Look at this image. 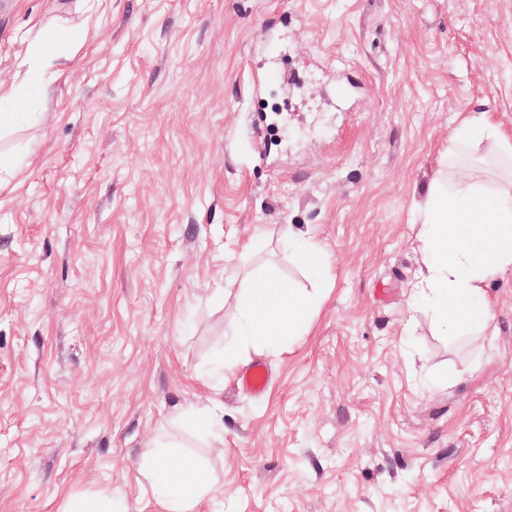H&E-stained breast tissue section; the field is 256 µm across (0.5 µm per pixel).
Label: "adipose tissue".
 <instances>
[{"instance_id": "1", "label": "adipose tissue", "mask_w": 512, "mask_h": 512, "mask_svg": "<svg viewBox=\"0 0 512 512\" xmlns=\"http://www.w3.org/2000/svg\"><path fill=\"white\" fill-rule=\"evenodd\" d=\"M460 168L466 176L453 177ZM415 214L422 255L416 303L452 336L490 326L487 290L512 270V137L488 113H467L449 133L443 167ZM320 302L274 277L259 278L240 299L237 332L277 346L304 332ZM143 475L165 512H195L213 483L197 463L166 454L147 463Z\"/></svg>"}]
</instances>
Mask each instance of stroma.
I'll list each match as a JSON object with an SVG mask.
<instances>
[{
  "mask_svg": "<svg viewBox=\"0 0 512 512\" xmlns=\"http://www.w3.org/2000/svg\"><path fill=\"white\" fill-rule=\"evenodd\" d=\"M44 27L62 73L27 85ZM1 82L26 107L0 137V512H163L142 469L170 446L213 475L197 512H512V272L465 338L411 297L449 131L512 134V0H11ZM292 232L326 298L222 373L252 281L320 285ZM214 396L218 440L180 419ZM291 237L293 246L297 250L300 257L315 271H318L323 266V261L320 257V251L311 244L308 238L298 236L293 233L288 235Z\"/></svg>",
  "mask_w": 512,
  "mask_h": 512,
  "instance_id": "obj_1",
  "label": "stroma"
}]
</instances>
